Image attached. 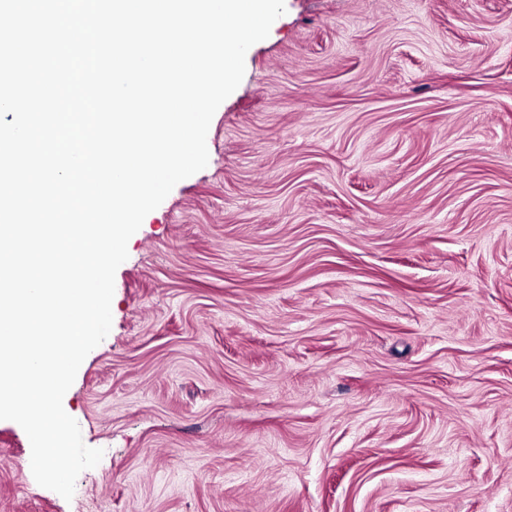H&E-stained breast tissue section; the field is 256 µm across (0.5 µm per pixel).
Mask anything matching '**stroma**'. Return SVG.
<instances>
[{"label": "stroma", "instance_id": "obj_1", "mask_svg": "<svg viewBox=\"0 0 512 512\" xmlns=\"http://www.w3.org/2000/svg\"><path fill=\"white\" fill-rule=\"evenodd\" d=\"M285 6L0 512H512V0Z\"/></svg>", "mask_w": 512, "mask_h": 512}]
</instances>
